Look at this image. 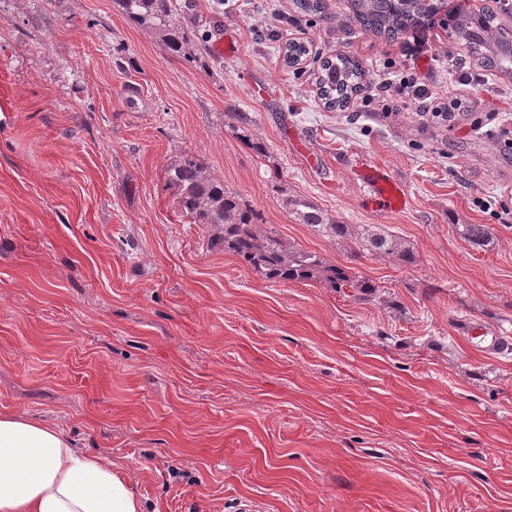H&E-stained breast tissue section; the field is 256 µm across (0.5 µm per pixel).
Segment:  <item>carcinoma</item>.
<instances>
[{
  "label": "carcinoma",
  "mask_w": 512,
  "mask_h": 512,
  "mask_svg": "<svg viewBox=\"0 0 512 512\" xmlns=\"http://www.w3.org/2000/svg\"><path fill=\"white\" fill-rule=\"evenodd\" d=\"M128 18L153 30L176 54L186 53L189 44L183 19L188 16L191 0H116ZM304 14L331 20L326 0H294ZM352 22L366 35L395 38L413 28L441 16L448 35L459 40L487 71L512 77V28L496 21L492 14L475 15L445 9L444 0H348ZM309 55V44L290 41L284 46V61L295 66ZM365 71L354 59L337 54L320 63L317 86L324 106L329 109L347 106L358 94ZM166 177L178 193L183 213L195 224L215 228L214 244L242 259L255 272L269 280L318 281L336 291L356 288L364 297L374 294L375 285L357 279L348 268L328 265L320 256L291 246L261 226L256 213L240 199L227 192L224 184L214 179L202 160L186 154L170 163ZM287 205L304 224L326 226L332 235H351L348 224H324L322 213L306 199L292 197ZM458 233L476 246L490 241V231L483 224H458ZM357 245L380 255L391 256L411 264L413 254L391 237L365 231L356 236Z\"/></svg>",
  "instance_id": "cac0c4a2"
}]
</instances>
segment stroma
<instances>
[{"instance_id": "stroma-1", "label": "stroma", "mask_w": 512, "mask_h": 512, "mask_svg": "<svg viewBox=\"0 0 512 512\" xmlns=\"http://www.w3.org/2000/svg\"><path fill=\"white\" fill-rule=\"evenodd\" d=\"M195 4L235 54L185 62L115 0H0L15 99L0 114V414L125 474L142 512H512V350L463 332L512 340V80L462 93L445 54L409 56L412 35L349 29L347 0H328L329 22L292 0ZM299 39L311 52L288 66ZM338 53L366 83L331 111L316 81ZM404 77L467 107L449 126L387 115L378 86ZM187 153L375 295L270 280L211 248L166 183ZM361 161L405 185L406 210L366 205ZM293 196L416 262L300 223ZM460 224L487 225L489 245ZM357 245L363 250H370L376 254L391 256L397 260L411 264L414 262L413 254L404 245L392 237L370 235L369 231L357 234ZM466 333L469 337L477 339L480 344H484L482 348L487 350H500L509 345L504 336L492 333L490 329L479 324L468 325ZM489 333L492 335L489 336Z\"/></svg>"}]
</instances>
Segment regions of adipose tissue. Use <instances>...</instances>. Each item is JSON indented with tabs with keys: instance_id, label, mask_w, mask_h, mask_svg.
<instances>
[{
	"instance_id": "adipose-tissue-1",
	"label": "adipose tissue",
	"mask_w": 512,
	"mask_h": 512,
	"mask_svg": "<svg viewBox=\"0 0 512 512\" xmlns=\"http://www.w3.org/2000/svg\"><path fill=\"white\" fill-rule=\"evenodd\" d=\"M0 512H142L127 479L60 432L0 416Z\"/></svg>"
}]
</instances>
